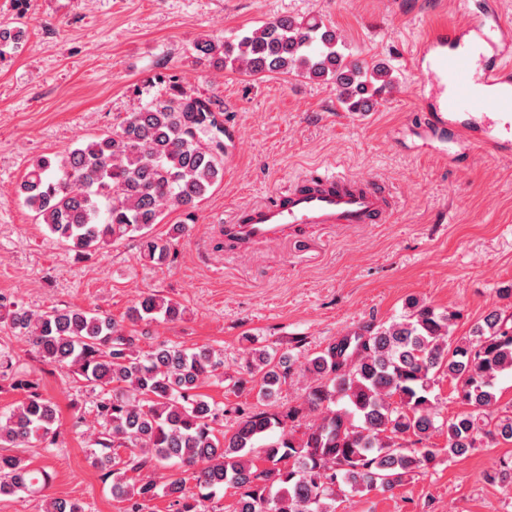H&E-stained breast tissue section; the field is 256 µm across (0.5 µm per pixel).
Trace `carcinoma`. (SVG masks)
Wrapping results in <instances>:
<instances>
[{"label": "carcinoma", "instance_id": "cac0c4a2", "mask_svg": "<svg viewBox=\"0 0 512 512\" xmlns=\"http://www.w3.org/2000/svg\"><path fill=\"white\" fill-rule=\"evenodd\" d=\"M197 61L242 70L251 76L294 74L330 82L349 112H371L377 96L394 85L383 63L351 59L336 29L322 19L277 17L222 41L209 36L192 44ZM219 108L173 83L130 113L119 128L65 155L34 160L19 186L23 203L39 223L79 257L127 238L139 241V256L162 265L171 241L186 232L175 224L168 239L151 234L167 209L189 210L224 174L226 134ZM184 308L159 294L144 295L129 320L183 319ZM456 312L411 301L390 324L360 331L306 360L314 376L306 396L320 418L299 431L303 409L270 413L210 403L197 393L206 379L224 377L223 355L206 347L162 343L142 356L136 337L98 311L57 308L30 312L0 303V320L26 337L42 360L70 373L94 393L91 412L99 430L91 440L95 466L112 479V497L141 512L163 494L174 512H206L205 503L229 485L240 491L234 512H335L339 493L391 490L417 470L446 455L453 459L475 447L477 435L512 442V411H496L497 374L512 370V315L491 312L470 338L456 339ZM294 361L264 349L248 363L259 399L268 401L286 381ZM446 376L456 398L470 408L439 420L432 382ZM12 386L25 396L0 418V447L54 444L56 404L28 379ZM235 425L224 431V417ZM279 430L264 446L260 468L256 443ZM438 430L445 447L429 443ZM128 450L121 454L120 449ZM135 472L139 477L128 478ZM483 479L512 489V456ZM49 482L21 453L0 455V496L41 492ZM43 512H85L83 505L46 498Z\"/></svg>", "mask_w": 512, "mask_h": 512}]
</instances>
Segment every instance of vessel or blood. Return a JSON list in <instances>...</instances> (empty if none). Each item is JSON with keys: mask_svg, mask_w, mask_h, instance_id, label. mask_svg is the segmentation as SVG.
Listing matches in <instances>:
<instances>
[{"mask_svg": "<svg viewBox=\"0 0 512 512\" xmlns=\"http://www.w3.org/2000/svg\"><path fill=\"white\" fill-rule=\"evenodd\" d=\"M416 59L423 125L456 134L470 154L512 149V18L493 9L459 25L429 28ZM393 197L368 179L331 170L240 210L224 226L230 242L276 243L309 225L383 224Z\"/></svg>", "mask_w": 512, "mask_h": 512, "instance_id": "b4317fda", "label": "vessel or blood"}]
</instances>
